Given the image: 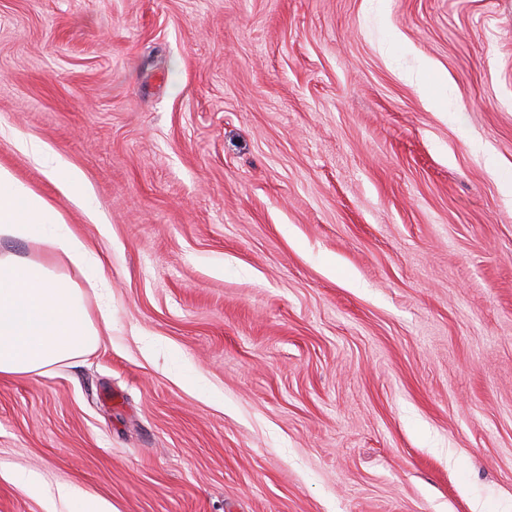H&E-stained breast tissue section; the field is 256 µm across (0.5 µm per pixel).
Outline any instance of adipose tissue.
<instances>
[{
    "mask_svg": "<svg viewBox=\"0 0 512 512\" xmlns=\"http://www.w3.org/2000/svg\"><path fill=\"white\" fill-rule=\"evenodd\" d=\"M16 145L66 195L91 208L80 171L35 139ZM10 240L41 247L46 256L34 260L0 247V376L46 375L97 347L111 325L106 311L92 319L82 289L57 264L78 269L93 288L105 281L103 264L60 212L0 166V244Z\"/></svg>",
    "mask_w": 512,
    "mask_h": 512,
    "instance_id": "1",
    "label": "adipose tissue"
}]
</instances>
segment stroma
<instances>
[{"mask_svg":"<svg viewBox=\"0 0 512 512\" xmlns=\"http://www.w3.org/2000/svg\"><path fill=\"white\" fill-rule=\"evenodd\" d=\"M0 165L112 317L0 377V512H512V0H0ZM15 143L20 150L42 167L45 174L54 180L66 195L82 204L90 216L94 215L92 197L80 171L69 166L58 154L46 150L33 138H17Z\"/></svg>","mask_w":512,"mask_h":512,"instance_id":"stroma-1","label":"stroma"}]
</instances>
